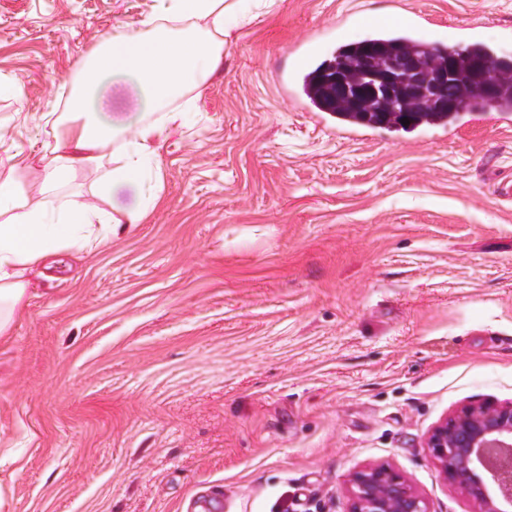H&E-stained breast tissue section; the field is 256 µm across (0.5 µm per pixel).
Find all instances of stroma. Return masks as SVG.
<instances>
[{
	"label": "stroma",
	"instance_id": "obj_1",
	"mask_svg": "<svg viewBox=\"0 0 512 512\" xmlns=\"http://www.w3.org/2000/svg\"><path fill=\"white\" fill-rule=\"evenodd\" d=\"M155 7L0 0V79L21 89L0 159L51 152L80 61ZM412 13L428 43L512 56V0H263L228 17L202 86L146 110L113 86V111L161 125L157 200L38 269L0 338V512H349L377 464L430 512H471L425 441L512 403V112L354 125L292 71ZM111 168L26 186L90 201Z\"/></svg>",
	"mask_w": 512,
	"mask_h": 512
}]
</instances>
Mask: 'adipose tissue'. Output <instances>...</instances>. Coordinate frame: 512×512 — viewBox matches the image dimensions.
Returning <instances> with one entry per match:
<instances>
[{
	"label": "adipose tissue",
	"instance_id": "obj_1",
	"mask_svg": "<svg viewBox=\"0 0 512 512\" xmlns=\"http://www.w3.org/2000/svg\"><path fill=\"white\" fill-rule=\"evenodd\" d=\"M224 0H160V9L140 22L137 33L103 37L79 65L81 90L70 97L63 133L52 155L38 158L43 184L52 188L100 163L118 132L133 136L125 160L101 181L97 193L111 198L119 187L139 191L142 203L153 199L151 157L158 125L143 121L97 120L111 108L112 77H132L141 98L157 103L177 96L185 86L203 84L219 63L227 33ZM26 163L0 160V335H6L22 308L33 272L47 259L67 251L104 244L119 222L137 223L139 213L104 217L94 205L59 201L51 210L32 204L23 180Z\"/></svg>",
	"mask_w": 512,
	"mask_h": 512
}]
</instances>
